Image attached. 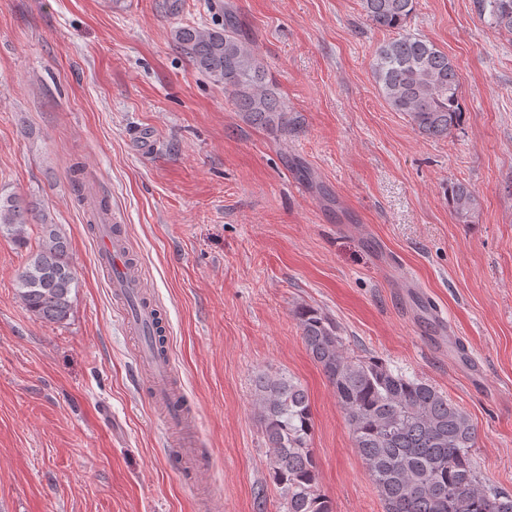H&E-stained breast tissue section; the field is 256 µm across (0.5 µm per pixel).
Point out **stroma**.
<instances>
[{
	"label": "stroma",
	"instance_id": "35a3bbf8",
	"mask_svg": "<svg viewBox=\"0 0 512 512\" xmlns=\"http://www.w3.org/2000/svg\"><path fill=\"white\" fill-rule=\"evenodd\" d=\"M0 0V191L42 201L70 242L67 320L16 295L26 252L0 235V512H283L259 375L306 390L333 512H385L295 311L348 355L427 381L477 430L487 485L512 492V33L475 0H418L407 24L461 73L462 119L418 134L373 78L392 31L361 0ZM235 13L287 109L250 123L174 47ZM124 217L167 323L204 460L191 480L147 401L69 170ZM475 194L474 223L448 208ZM448 205L458 223L474 222L478 203L473 191L465 184L453 183L448 186Z\"/></svg>",
	"mask_w": 512,
	"mask_h": 512
}]
</instances>
